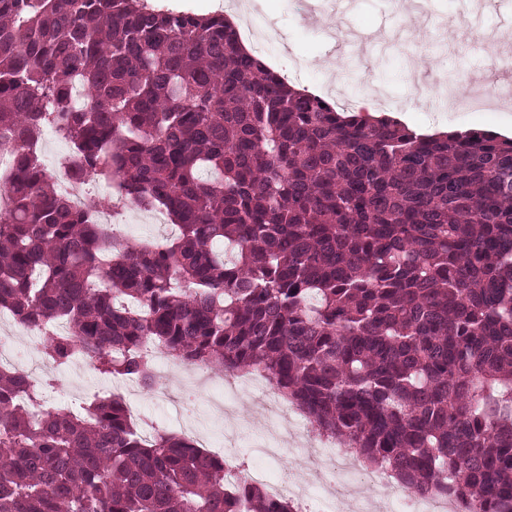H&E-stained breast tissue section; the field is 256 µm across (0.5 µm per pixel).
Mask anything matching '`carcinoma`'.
<instances>
[{
	"instance_id": "1",
	"label": "carcinoma",
	"mask_w": 512,
	"mask_h": 512,
	"mask_svg": "<svg viewBox=\"0 0 512 512\" xmlns=\"http://www.w3.org/2000/svg\"><path fill=\"white\" fill-rule=\"evenodd\" d=\"M46 128L68 173L118 174L176 232L91 223L35 149ZM17 145L0 312L55 368L80 354L151 389L157 346L255 371L411 491L512 512V139L339 111L222 13L0 0V147ZM52 386L0 368V512H296L186 437L143 438L114 394L33 419Z\"/></svg>"
}]
</instances>
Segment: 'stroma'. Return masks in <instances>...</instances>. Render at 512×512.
<instances>
[{"instance_id":"obj_1","label":"stroma","mask_w":512,"mask_h":512,"mask_svg":"<svg viewBox=\"0 0 512 512\" xmlns=\"http://www.w3.org/2000/svg\"><path fill=\"white\" fill-rule=\"evenodd\" d=\"M262 17L272 23L279 46H255L267 66L328 102L344 98L358 112L365 99L378 112L404 116L408 126L426 131L444 124L452 129L512 132V101L505 96L512 72L495 70L494 51H512V0H433L424 21H408L389 0H342L332 8L323 0L312 16L300 13L297 0H256ZM460 98L475 87L495 86L497 99L471 111H444L433 106L443 78ZM55 384L49 405L80 407L112 380L90 365L51 370ZM133 399L160 427L183 433L184 423L205 429L213 446L224 443V421L212 416L206 398L185 404L175 416L155 391L137 390Z\"/></svg>"}]
</instances>
